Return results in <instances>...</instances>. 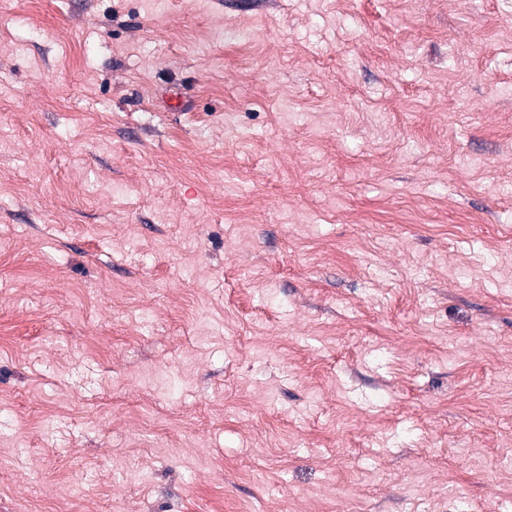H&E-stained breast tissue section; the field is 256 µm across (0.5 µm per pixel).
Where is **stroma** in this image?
<instances>
[{"label":"stroma","instance_id":"obj_1","mask_svg":"<svg viewBox=\"0 0 512 512\" xmlns=\"http://www.w3.org/2000/svg\"><path fill=\"white\" fill-rule=\"evenodd\" d=\"M1 414L0 512H512V0H0Z\"/></svg>","mask_w":512,"mask_h":512}]
</instances>
